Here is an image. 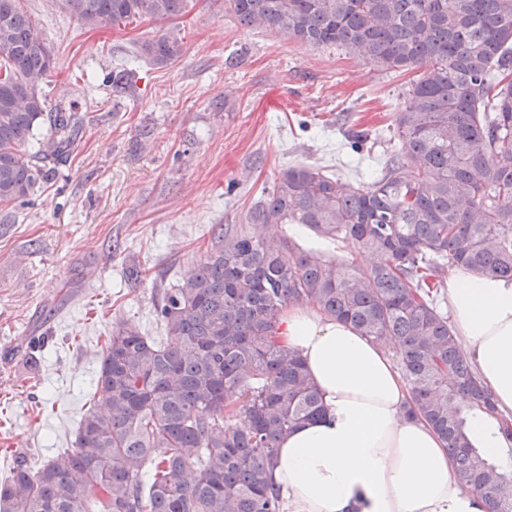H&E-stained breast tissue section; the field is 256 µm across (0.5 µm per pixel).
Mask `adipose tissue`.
I'll use <instances>...</instances> for the list:
<instances>
[{"instance_id": "ef3b65f1", "label": "adipose tissue", "mask_w": 512, "mask_h": 512, "mask_svg": "<svg viewBox=\"0 0 512 512\" xmlns=\"http://www.w3.org/2000/svg\"><path fill=\"white\" fill-rule=\"evenodd\" d=\"M445 286L471 363L512 414V280L458 268ZM280 340L325 405L277 443L271 479L285 512H483L437 433L407 416L409 391L378 342L298 307L286 310Z\"/></svg>"}]
</instances>
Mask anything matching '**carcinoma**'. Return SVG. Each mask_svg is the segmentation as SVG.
<instances>
[{"label":"carcinoma","mask_w":512,"mask_h":512,"mask_svg":"<svg viewBox=\"0 0 512 512\" xmlns=\"http://www.w3.org/2000/svg\"><path fill=\"white\" fill-rule=\"evenodd\" d=\"M85 28L171 21L185 0H60ZM243 28L336 46L384 70L415 72L395 114L396 148L365 187L319 166L282 169L271 190L210 249L155 312L161 341L113 324L73 447L33 468L14 457L0 512H281L268 481L278 440L324 413L300 356L279 339L290 305H309L389 342L407 414L439 435L485 512H512V469L466 430L499 417L437 306L451 263L512 279V0H224ZM155 64L179 58L169 28L137 42ZM51 49L21 0H0V203L34 193L68 155L80 118L47 109ZM48 135L27 145L34 131ZM370 134H353L362 161ZM266 224L375 256L360 268Z\"/></svg>","instance_id":"carcinoma-1"}]
</instances>
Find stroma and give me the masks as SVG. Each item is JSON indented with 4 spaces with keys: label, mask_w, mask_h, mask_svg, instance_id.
Here are the masks:
<instances>
[{
    "label": "stroma",
    "mask_w": 512,
    "mask_h": 512,
    "mask_svg": "<svg viewBox=\"0 0 512 512\" xmlns=\"http://www.w3.org/2000/svg\"><path fill=\"white\" fill-rule=\"evenodd\" d=\"M56 67L48 105L77 102L66 162L26 201L0 204V480L16 452L40 466L71 447L114 322L162 337L155 304L241 223L279 171L323 167L359 186L352 132L372 159L397 141L410 74L335 46L245 29L224 0H186L183 54L138 57L160 25L88 30L54 0H21ZM135 76L112 95L113 71ZM140 280L126 278L129 268Z\"/></svg>",
    "instance_id": "1"
}]
</instances>
